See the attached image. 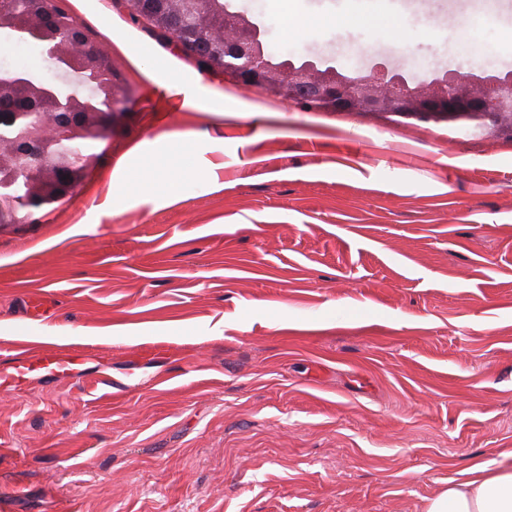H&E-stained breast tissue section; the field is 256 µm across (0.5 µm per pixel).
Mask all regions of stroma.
<instances>
[{
	"instance_id": "1",
	"label": "stroma",
	"mask_w": 512,
	"mask_h": 512,
	"mask_svg": "<svg viewBox=\"0 0 512 512\" xmlns=\"http://www.w3.org/2000/svg\"><path fill=\"white\" fill-rule=\"evenodd\" d=\"M229 2L278 59L512 73V0ZM62 3L134 104L72 196L0 225V362L82 357L0 389V512H423L506 464L512 136L304 111L123 0ZM195 73L187 106L170 82ZM40 369H44L48 375H64L73 371L77 365L76 359L62 351H50L41 358Z\"/></svg>"
}]
</instances>
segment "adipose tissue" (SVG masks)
Here are the masks:
<instances>
[{
	"mask_svg": "<svg viewBox=\"0 0 512 512\" xmlns=\"http://www.w3.org/2000/svg\"><path fill=\"white\" fill-rule=\"evenodd\" d=\"M472 477L428 501L424 512H512V468L479 464Z\"/></svg>",
	"mask_w": 512,
	"mask_h": 512,
	"instance_id": "1",
	"label": "adipose tissue"
}]
</instances>
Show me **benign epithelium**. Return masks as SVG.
<instances>
[{"instance_id": "1", "label": "benign epithelium", "mask_w": 512, "mask_h": 512, "mask_svg": "<svg viewBox=\"0 0 512 512\" xmlns=\"http://www.w3.org/2000/svg\"><path fill=\"white\" fill-rule=\"evenodd\" d=\"M136 17L149 16L173 34L192 58L203 54L240 88L271 93L288 104L323 111L470 122L512 135V75L459 79L436 75L416 82L379 62L352 75L314 61L280 66L265 56L264 32L240 13L213 7L214 0H126ZM22 17L14 0H0V32L14 42L37 43L53 77L35 81L26 68H0V126L37 114L11 143L0 145V168L22 170L41 195H71L81 180L66 146L92 127L103 138L112 117L131 107L130 93L112 84V59L57 0H33ZM44 200L20 199L0 184V224H19Z\"/></svg>"}]
</instances>
